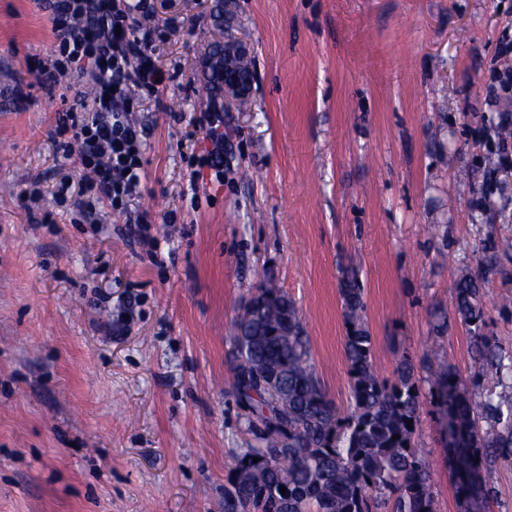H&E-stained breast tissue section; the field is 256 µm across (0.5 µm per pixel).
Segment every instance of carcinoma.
Masks as SVG:
<instances>
[{"label": "carcinoma", "instance_id": "cac0c4a2", "mask_svg": "<svg viewBox=\"0 0 512 512\" xmlns=\"http://www.w3.org/2000/svg\"><path fill=\"white\" fill-rule=\"evenodd\" d=\"M499 245L481 248L489 273ZM350 402L339 410L317 376L294 301L275 283L246 303L249 321L234 322L232 391L247 412L256 444L239 449L224 488V512H437L429 467L415 446L420 408L436 404L453 431L457 493L467 500L501 462L512 463V349L482 333V289L460 276L452 286L456 315L468 326L477 370L462 382L448 360L424 362L428 393L409 359L381 377L372 357L363 289L354 275L340 285ZM478 401H472V397ZM288 424V441L272 421ZM486 427H481L480 422ZM285 493H280V487Z\"/></svg>", "mask_w": 512, "mask_h": 512}]
</instances>
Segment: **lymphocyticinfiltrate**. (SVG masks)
I'll return each instance as SVG.
<instances>
[{
	"mask_svg": "<svg viewBox=\"0 0 512 512\" xmlns=\"http://www.w3.org/2000/svg\"><path fill=\"white\" fill-rule=\"evenodd\" d=\"M56 57L39 71L43 83L78 71L94 88L90 102L68 113L54 134L77 152L82 191L115 213L128 211L146 162L145 135L132 119L135 93L155 91L167 80L152 50L153 31L142 22L146 0H51Z\"/></svg>",
	"mask_w": 512,
	"mask_h": 512,
	"instance_id": "1",
	"label": "lymphocytic infiltrate"
}]
</instances>
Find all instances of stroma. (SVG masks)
<instances>
[{
    "label": "stroma",
    "mask_w": 512,
    "mask_h": 512,
    "mask_svg": "<svg viewBox=\"0 0 512 512\" xmlns=\"http://www.w3.org/2000/svg\"><path fill=\"white\" fill-rule=\"evenodd\" d=\"M170 79L137 94L147 162L136 209L71 223L54 201L80 181L58 113L85 78L45 88L56 39L42 0H0V512H224L246 413L231 390L233 324L275 279L295 302L316 372L347 407L343 272L364 290L380 375L444 355L462 381L472 339L453 316L461 274L484 292V335L512 348V189L481 209L501 143L485 80L512 41V0H150ZM243 39L251 106L212 118L215 42ZM221 167L204 163L212 123ZM41 197H29L32 186ZM448 227L437 237L432 225ZM448 310L435 337L430 312ZM415 444L439 512H512V466L481 510L456 496L436 409Z\"/></svg>",
    "instance_id": "stroma-1"
}]
</instances>
